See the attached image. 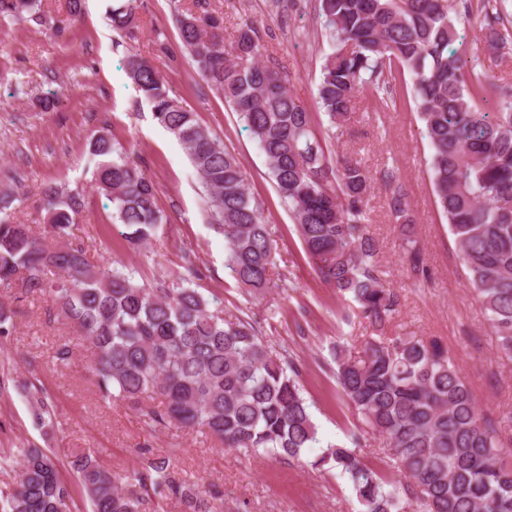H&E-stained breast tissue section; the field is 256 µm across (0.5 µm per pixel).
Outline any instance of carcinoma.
Listing matches in <instances>:
<instances>
[{
	"label": "carcinoma",
	"mask_w": 512,
	"mask_h": 512,
	"mask_svg": "<svg viewBox=\"0 0 512 512\" xmlns=\"http://www.w3.org/2000/svg\"><path fill=\"white\" fill-rule=\"evenodd\" d=\"M34 2L0 0V14L20 18ZM142 5L121 0L112 7V29L135 38ZM315 9L331 41L316 95L329 123L324 137L288 92L286 73L264 59L253 22L240 23L226 45L207 0H192L176 15L183 54L265 156L318 276L381 332L356 359L336 348L337 383L361 423L347 441L328 444L312 466L338 470L362 512H512V408L494 419L482 413L438 340L382 335L401 303L379 274V245L365 224L374 175L359 160L332 158L327 144L343 135L357 97L394 104L396 87L410 80L430 148L436 207L496 337L498 357L512 362V84L489 75L480 61L482 53L512 50L505 0H316ZM462 14H475L484 25L483 44L467 62L454 49ZM125 72L195 167L238 287L251 293L271 287L274 246L238 159L170 95L152 61L132 55ZM89 151L97 191L112 204V223L124 227L130 245L149 242L167 221L153 181L105 132L91 138ZM379 181L408 270L426 281L430 269L400 175L386 167ZM40 194L46 221L40 231L17 222L12 199L0 197V288L50 302L73 324L103 398L146 406L151 427L200 430L235 450L297 458L319 442L293 357L265 344L255 323L224 317L217 297L200 291L193 263L177 279L155 284L139 283L108 261L95 264L69 240L71 224L88 207L85 194L57 184ZM29 394L36 423L51 422L47 393L35 386ZM369 434L383 438L407 492L357 454ZM15 463L18 480L0 488V512H61L73 501V486L51 451L0 450L1 468ZM69 465L91 512H143L149 501L168 500L183 512H224L222 491L176 477L164 459L149 460L148 474L128 485L89 453Z\"/></svg>",
	"instance_id": "cac0c4a2"
}]
</instances>
